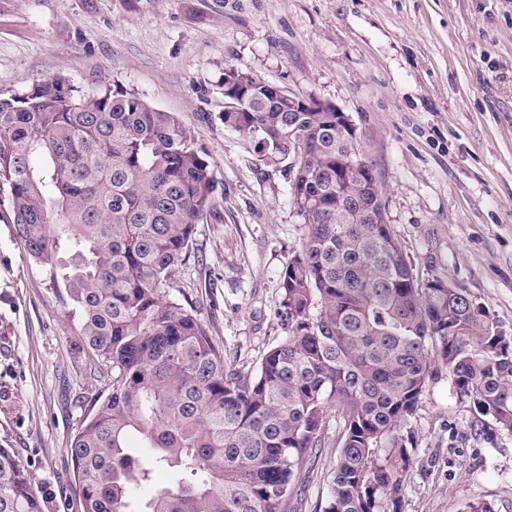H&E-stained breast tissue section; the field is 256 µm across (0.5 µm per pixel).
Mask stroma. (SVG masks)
I'll return each mask as SVG.
<instances>
[{
	"mask_svg": "<svg viewBox=\"0 0 512 512\" xmlns=\"http://www.w3.org/2000/svg\"><path fill=\"white\" fill-rule=\"evenodd\" d=\"M235 67L334 102L362 135L391 235L420 277L481 303L512 336V0H0V91L65 76L119 83L190 131L216 180L170 299L196 307L243 371L282 330L279 275L304 234L285 164L225 128ZM80 315L0 219V448L44 491L46 512H82L70 446L104 390L78 353ZM398 512H512V432L459 399L447 368L411 420ZM288 512H323L335 416Z\"/></svg>",
	"mask_w": 512,
	"mask_h": 512,
	"instance_id": "stroma-1",
	"label": "stroma"
}]
</instances>
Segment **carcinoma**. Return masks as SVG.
I'll return each instance as SVG.
<instances>
[{"label":"carcinoma","mask_w":512,"mask_h":512,"mask_svg":"<svg viewBox=\"0 0 512 512\" xmlns=\"http://www.w3.org/2000/svg\"><path fill=\"white\" fill-rule=\"evenodd\" d=\"M224 126L290 161L305 232L283 268L281 340L245 373L190 305L167 298L215 179L192 133L120 84L56 76L0 93V206L31 258L80 311L78 349L108 379L71 444L90 512H286L324 447L339 453L324 512H397L410 421L438 366L456 395L512 431V337L448 281L420 280L387 225L371 163L336 112H290L232 71ZM39 162H33V159ZM144 451L134 454L130 438ZM168 484H153L155 472ZM25 464L0 448V512H45Z\"/></svg>","instance_id":"1"}]
</instances>
